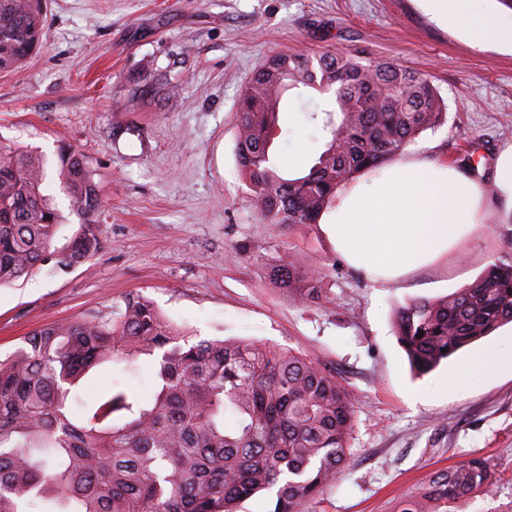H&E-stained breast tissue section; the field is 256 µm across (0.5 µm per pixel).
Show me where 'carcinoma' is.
I'll use <instances>...</instances> for the list:
<instances>
[{
    "label": "carcinoma",
    "mask_w": 512,
    "mask_h": 512,
    "mask_svg": "<svg viewBox=\"0 0 512 512\" xmlns=\"http://www.w3.org/2000/svg\"><path fill=\"white\" fill-rule=\"evenodd\" d=\"M45 0H0V71L41 45ZM326 97L310 119L325 150L289 176L271 152L291 90ZM236 162L269 224H316L336 188L362 169L393 160L438 127L446 105L427 74L359 51L276 55L253 74L239 101ZM58 177L83 222L70 251L55 253L62 226L43 192V158L0 142V287L52 262L59 270L99 254L103 206L87 158L58 152ZM304 301L322 298L295 260L272 272ZM512 322V262L496 261L468 286L395 313L397 338L424 375ZM147 356L155 390L138 397L119 382L89 413L81 380L93 368ZM354 405L308 354L257 340H194L147 297L130 293L112 315L47 325L0 360V512H238L266 495L271 512H306L341 476ZM495 475L472 458L433 474L397 512H439Z\"/></svg>",
    "instance_id": "obj_1"
}]
</instances>
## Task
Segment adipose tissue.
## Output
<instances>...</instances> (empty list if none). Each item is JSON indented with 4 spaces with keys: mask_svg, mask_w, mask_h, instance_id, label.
Masks as SVG:
<instances>
[{
    "mask_svg": "<svg viewBox=\"0 0 512 512\" xmlns=\"http://www.w3.org/2000/svg\"><path fill=\"white\" fill-rule=\"evenodd\" d=\"M434 19L478 44L512 47V23H495L480 0H423ZM485 220L477 182L452 166L412 157L340 184L319 218L337 253L388 284L431 264Z\"/></svg>",
    "mask_w": 512,
    "mask_h": 512,
    "instance_id": "obj_1",
    "label": "adipose tissue"
}]
</instances>
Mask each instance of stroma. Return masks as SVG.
<instances>
[{
    "label": "stroma",
    "instance_id": "1",
    "mask_svg": "<svg viewBox=\"0 0 512 512\" xmlns=\"http://www.w3.org/2000/svg\"><path fill=\"white\" fill-rule=\"evenodd\" d=\"M336 48L431 77L447 114L406 155L450 163L459 145L478 147L484 225L447 258L386 286L350 266L320 225L264 223L236 164L238 103L254 72L277 53ZM147 76L153 91L136 95ZM322 101L290 91L275 154L318 156L324 140L310 112ZM0 140L45 157L44 189L63 216L55 247L80 225L60 187L59 147L87 157L104 201L96 257L0 288L1 357L46 324L106 318L140 293L198 339L309 354L347 390L350 453L316 512H396L432 474L474 457L490 462L496 486L456 512H512V361L446 392L469 350L419 376L394 329L397 307L512 260V191L495 182L512 151V48L469 42L422 0H47L41 48L0 72ZM291 255L318 277L322 300L301 302L271 280ZM116 380L143 396L153 388L147 362H115L85 379L86 401Z\"/></svg>",
    "mask_w": 512,
    "mask_h": 512
}]
</instances>
